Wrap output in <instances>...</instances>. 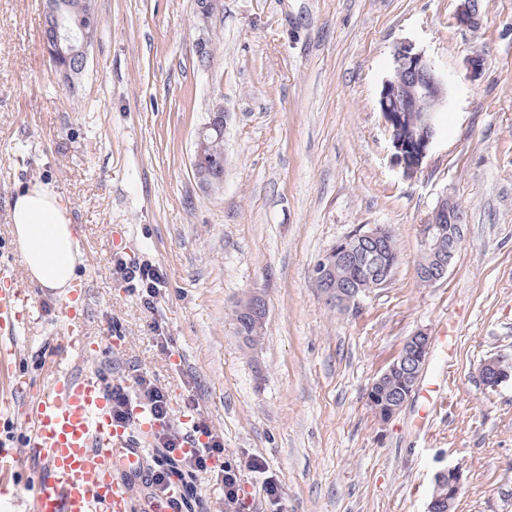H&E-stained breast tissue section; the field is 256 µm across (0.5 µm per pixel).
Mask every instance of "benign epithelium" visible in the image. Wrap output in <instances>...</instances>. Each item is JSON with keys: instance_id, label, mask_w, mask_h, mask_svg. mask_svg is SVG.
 <instances>
[{"instance_id": "1", "label": "benign epithelium", "mask_w": 512, "mask_h": 512, "mask_svg": "<svg viewBox=\"0 0 512 512\" xmlns=\"http://www.w3.org/2000/svg\"><path fill=\"white\" fill-rule=\"evenodd\" d=\"M55 21L57 34L52 41L43 42V48L49 59L58 65L62 75L68 71L59 66L60 61L71 54L87 56L91 44L90 35L86 31L76 32L59 14L56 6H48ZM459 26L475 28L480 22L479 12L472 0H460L455 12ZM393 56L399 64L408 67L415 74L411 82L401 79V69L388 71L383 79L379 93V110L382 123L388 133L391 154L390 164L400 170L403 176L410 178L420 172L425 160L433 150L439 137L434 121L436 109L448 100L449 78L443 75L434 61L411 41H402L394 47ZM228 115L216 108L198 132L197 144H202L206 133L212 129L223 131L227 126ZM464 217L458 211L457 204L443 197L437 203L424 224L421 225V255L416 271L434 286L443 281L448 274L456 253L464 238ZM386 233L380 225L368 229L360 228L351 235L331 246L319 259L316 265V282L322 294L329 302L348 311L359 305L360 294L347 289L344 271L349 263L351 249L357 243H374ZM448 238V249L439 246L443 238ZM259 304L254 315L256 326H261L266 315V301L263 294L254 291L241 303L245 311L253 304ZM431 349V337L424 331H418L403 344L396 359L383 372V375L395 374L403 370L404 360L426 362ZM480 383L485 387H497L509 381V375L497 366V359L486 360L478 373ZM418 377L410 378L407 395L399 401L388 400L376 392L378 381H373L367 389V398L379 404L373 410L377 420L386 424L402 409L415 391ZM435 484H446L448 487V512H455L454 507L462 493L463 471L454 466L438 471L434 477Z\"/></svg>"}]
</instances>
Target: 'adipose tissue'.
<instances>
[{"mask_svg":"<svg viewBox=\"0 0 512 512\" xmlns=\"http://www.w3.org/2000/svg\"><path fill=\"white\" fill-rule=\"evenodd\" d=\"M11 219L29 276L42 288L65 292L76 277L79 247L68 200L37 182L16 195Z\"/></svg>","mask_w":512,"mask_h":512,"instance_id":"adipose-tissue-1","label":"adipose tissue"}]
</instances>
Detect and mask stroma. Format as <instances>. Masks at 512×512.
Wrapping results in <instances>:
<instances>
[{"mask_svg":"<svg viewBox=\"0 0 512 512\" xmlns=\"http://www.w3.org/2000/svg\"><path fill=\"white\" fill-rule=\"evenodd\" d=\"M479 4L480 26L462 29L458 0H222L207 18L196 0H95L86 66L66 82L42 48L47 0H0V262L24 273L11 203L51 183L71 204L89 285L81 327L113 341L98 371L146 372L173 415L222 434L246 512H426L436 472L454 465L456 512H512V380L478 382L485 359L512 357V0ZM404 40L454 78L411 179L390 164L377 103ZM218 105L224 180L207 189L191 159ZM445 195L465 243L423 287L419 226ZM375 225L392 227L401 261L386 287L337 311L315 265ZM117 253L166 272L157 312L113 273ZM255 290L267 317L249 346L234 311ZM26 292L39 314L11 370L36 389L63 325L58 294L32 280ZM155 319L172 354L152 344ZM420 329L432 339L423 375L379 424L366 390Z\"/></svg>","mask_w":512,"mask_h":512,"instance_id":"stroma-1","label":"stroma"}]
</instances>
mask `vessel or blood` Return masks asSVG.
Wrapping results in <instances>:
<instances>
[{"label": "vessel or blood", "instance_id": "1", "mask_svg": "<svg viewBox=\"0 0 512 512\" xmlns=\"http://www.w3.org/2000/svg\"><path fill=\"white\" fill-rule=\"evenodd\" d=\"M86 296L87 285L79 282L61 301L65 328L57 352L59 362L88 361L112 344L108 338L77 335L83 314L76 302ZM33 318L34 306L17 274L1 265L0 335L19 336ZM132 420L129 428L113 423L107 390L96 374H58L27 407L24 453L0 448V500L9 494L10 472L25 456L45 467L31 490L29 512H131L130 487L113 478L112 463L117 460L132 471L148 474L149 454L134 440L132 432L160 429L159 423L140 407L134 408ZM178 497V489L172 487L165 494L146 499L144 508L146 512H176Z\"/></svg>", "mask_w": 512, "mask_h": 512}]
</instances>
